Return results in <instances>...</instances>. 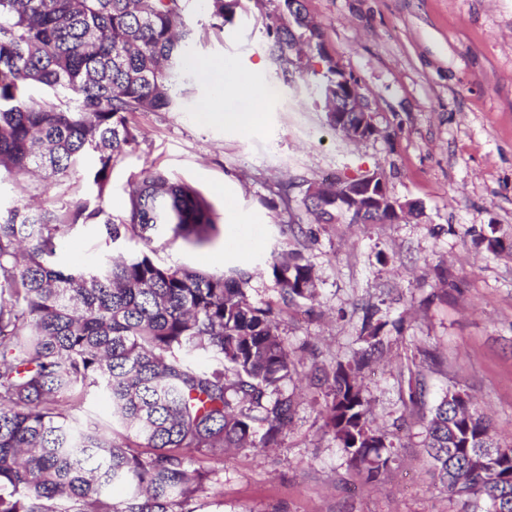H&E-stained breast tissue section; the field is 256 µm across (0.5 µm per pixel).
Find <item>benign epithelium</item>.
Here are the masks:
<instances>
[{"label": "benign epithelium", "mask_w": 512, "mask_h": 512, "mask_svg": "<svg viewBox=\"0 0 512 512\" xmlns=\"http://www.w3.org/2000/svg\"><path fill=\"white\" fill-rule=\"evenodd\" d=\"M323 110L336 125L343 127L344 137L359 141L376 133L358 92L356 83L341 69H336V96L321 97ZM396 210V203L386 189L384 177L378 172L336 178V212L344 216L358 209Z\"/></svg>", "instance_id": "7a95c632"}]
</instances>
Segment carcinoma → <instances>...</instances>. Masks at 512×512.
I'll list each match as a JSON object with an SVG mask.
<instances>
[{
  "label": "carcinoma",
  "instance_id": "obj_1",
  "mask_svg": "<svg viewBox=\"0 0 512 512\" xmlns=\"http://www.w3.org/2000/svg\"><path fill=\"white\" fill-rule=\"evenodd\" d=\"M275 0L264 13L271 54L283 75L303 74L288 51L301 36ZM239 0H207L223 30ZM184 0H0V184L41 177L42 193L77 173L91 155L103 200L109 172L137 143V113L168 112L191 69L193 39ZM307 47L320 54L322 31ZM96 224L113 243L138 239L139 252L91 268L58 263L62 237ZM216 219L191 186L151 168L129 191L126 217L82 198H24L0 208V512H186L206 474L194 456L266 447L292 416L280 384L291 377L288 350L269 308L246 295L247 280L152 257L154 239L210 243ZM283 300L315 292V271L300 254L272 258ZM389 321L365 310L362 351L336 363L325 425L349 467L372 483L398 457L399 438L375 425L361 374L384 352ZM197 355L215 366L200 368ZM112 403V432L73 412L90 391ZM400 431L423 425L424 448L458 512H512V447L463 390L434 405L420 374L409 380ZM132 488L114 501L108 486Z\"/></svg>",
  "mask_w": 512,
  "mask_h": 512
}]
</instances>
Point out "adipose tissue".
<instances>
[{"label": "adipose tissue", "instance_id": "ef3b65f1", "mask_svg": "<svg viewBox=\"0 0 512 512\" xmlns=\"http://www.w3.org/2000/svg\"><path fill=\"white\" fill-rule=\"evenodd\" d=\"M196 68L214 89L212 108L225 128L248 133L261 124L263 115L256 110L255 97L239 91L241 72L235 63L200 62Z\"/></svg>", "mask_w": 512, "mask_h": 512}]
</instances>
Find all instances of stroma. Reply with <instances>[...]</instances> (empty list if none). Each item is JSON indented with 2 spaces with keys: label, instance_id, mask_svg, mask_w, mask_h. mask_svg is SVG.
<instances>
[{
  "label": "stroma",
  "instance_id": "35a3bbf8",
  "mask_svg": "<svg viewBox=\"0 0 512 512\" xmlns=\"http://www.w3.org/2000/svg\"><path fill=\"white\" fill-rule=\"evenodd\" d=\"M328 53L353 76L377 137L352 143L329 128L316 86L324 64L285 81L274 64L256 0H240L223 30L203 0H187L196 61L238 62L246 80L268 84L267 121L249 134L208 118L210 84L191 74L169 112L138 114L136 145L112 169L105 210L125 216L128 192L146 167L200 191L218 218L210 244L154 242V259L249 276L254 305L272 307L297 361L281 387L295 393L292 422L276 446L197 456L207 472L190 512H454L432 474L422 426L402 430L399 457L377 482L347 468L320 414L324 386L313 366L332 368L357 347L365 307L401 323L391 352L362 383L376 423L403 415L401 372L420 369L427 400L469 392L504 445H512V0H304ZM383 173L391 195L411 205L402 221L319 224L303 205L307 187L336 175ZM238 223H229L230 214ZM502 247L487 250L484 236ZM106 241L96 225L64 238L62 262L94 266L141 250ZM300 249L313 265V299L285 305L271 253ZM458 284L440 295L437 268ZM422 369V368H421Z\"/></svg>",
  "mask_w": 512,
  "mask_h": 512
}]
</instances>
